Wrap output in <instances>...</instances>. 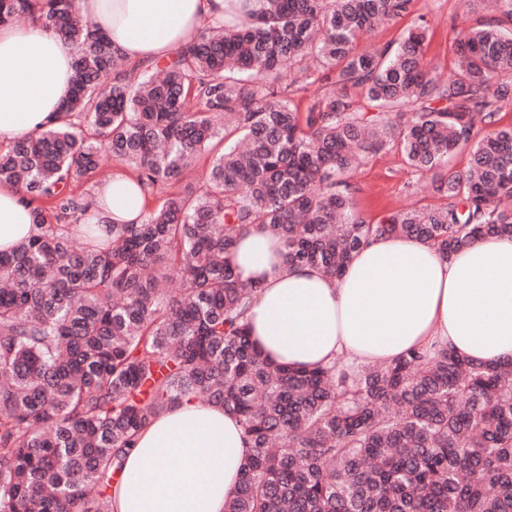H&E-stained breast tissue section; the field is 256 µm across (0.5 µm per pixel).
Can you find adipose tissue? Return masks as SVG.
Returning a JSON list of instances; mask_svg holds the SVG:
<instances>
[{
	"label": "adipose tissue",
	"mask_w": 512,
	"mask_h": 512,
	"mask_svg": "<svg viewBox=\"0 0 512 512\" xmlns=\"http://www.w3.org/2000/svg\"><path fill=\"white\" fill-rule=\"evenodd\" d=\"M128 65L163 61L208 24H223L225 0H76ZM73 52L30 23L0 26V143L54 122L73 75ZM98 221L139 224L149 196L126 172L96 187ZM35 230L31 206L0 184V250ZM282 241L260 225L233 254L241 281H261L248 314L251 336L292 368L337 362L382 364L406 351L451 348L471 363L512 359V239L488 237L445 258L422 242L382 236L358 249L338 282L288 267ZM248 445L233 413L182 400L140 434L126 456L114 512H224Z\"/></svg>",
	"instance_id": "ef3b65f1"
}]
</instances>
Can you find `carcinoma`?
Instances as JSON below:
<instances>
[{"label": "carcinoma", "instance_id": "1", "mask_svg": "<svg viewBox=\"0 0 512 512\" xmlns=\"http://www.w3.org/2000/svg\"><path fill=\"white\" fill-rule=\"evenodd\" d=\"M31 2L0 0V25L37 20L72 48L74 75L56 123L0 144V183L37 221L0 250V512H113L125 455L185 398L235 413L248 441L224 512H512V360L445 347L359 369L275 364L246 323L260 284L231 264L250 224L283 240L285 265L332 281L373 237L446 258L511 237L512 129L497 116L512 104V27L467 30L448 80L425 64L422 16L357 49L414 0H237L239 15L140 74L76 0ZM388 145L450 202L365 221L351 173ZM464 145L468 169H449ZM107 155L152 195L198 157L209 171L102 239L70 187Z\"/></svg>", "mask_w": 512, "mask_h": 512}]
</instances>
